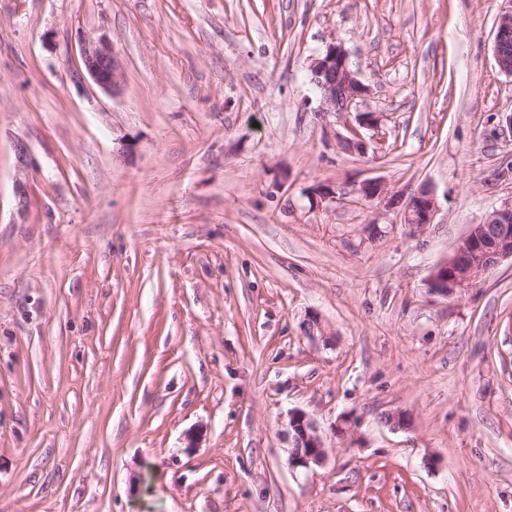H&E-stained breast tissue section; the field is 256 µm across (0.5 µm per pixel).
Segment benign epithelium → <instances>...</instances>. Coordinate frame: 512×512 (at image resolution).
I'll list each match as a JSON object with an SVG mask.
<instances>
[{"instance_id":"obj_1","label":"benign epithelium","mask_w":512,"mask_h":512,"mask_svg":"<svg viewBox=\"0 0 512 512\" xmlns=\"http://www.w3.org/2000/svg\"><path fill=\"white\" fill-rule=\"evenodd\" d=\"M512 40V8L501 13L495 30L493 53L499 70L511 76L512 58L504 45ZM83 67L92 81L107 93H116L123 82L122 62L112 48L103 43H89L82 49ZM310 81L316 89L319 112H334L347 123L348 135L337 134L340 148L351 154L364 156L377 151L384 143L381 117L375 112L359 110V103L369 88L358 78V72L342 45L334 42L310 64ZM373 131L370 138L363 137L358 128ZM353 192L368 201L379 200L386 207L396 204L394 196L379 180H367ZM438 209L434 193L422 189L404 203L403 223L422 228L433 223ZM455 254L467 258V264L448 269V261L441 262L429 280L431 293L451 297L471 287L476 280L507 258L512 259V205L494 209L481 224H471L455 247ZM288 436L293 438L289 449L288 465L294 472L306 471L324 464L326 446L317 422L301 410L289 413Z\"/></svg>"}]
</instances>
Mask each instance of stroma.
Wrapping results in <instances>:
<instances>
[{
    "mask_svg": "<svg viewBox=\"0 0 512 512\" xmlns=\"http://www.w3.org/2000/svg\"><path fill=\"white\" fill-rule=\"evenodd\" d=\"M511 7L0 0V512H512V261L427 289L512 203ZM334 40L378 153L316 111ZM370 179L432 188L433 224L353 195ZM294 409L328 452L304 474ZM512 40V7L511 9L501 13L495 30L493 41V53L495 62L499 70L511 76L512 75V58L504 51L506 42ZM83 67L104 92L115 94L124 78L122 62L107 44L89 42L82 49Z\"/></svg>",
    "mask_w": 512,
    "mask_h": 512,
    "instance_id": "1",
    "label": "stroma"
}]
</instances>
